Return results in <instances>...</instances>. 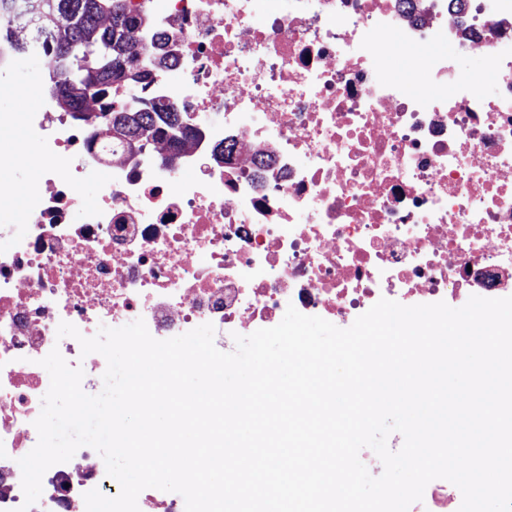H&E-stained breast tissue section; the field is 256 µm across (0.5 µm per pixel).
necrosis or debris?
I'll return each instance as SVG.
<instances>
[{
    "mask_svg": "<svg viewBox=\"0 0 512 512\" xmlns=\"http://www.w3.org/2000/svg\"><path fill=\"white\" fill-rule=\"evenodd\" d=\"M126 4L147 17L142 95L178 112L174 133L113 137L116 83L93 123L8 87L42 149L23 160L0 139V197L17 166L34 175L25 223L0 225V512L24 502L40 359L59 350L86 392L107 365L60 323L92 337L140 318L159 340L210 323L229 347L290 306L346 328L382 298L512 296V0ZM477 49L483 75L461 65ZM99 458L82 448L50 467L29 512L112 496Z\"/></svg>",
    "mask_w": 512,
    "mask_h": 512,
    "instance_id": "1",
    "label": "necrosis or debris"
}]
</instances>
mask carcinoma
Wrapping results in <instances>:
<instances>
[{"label": "carcinoma", "instance_id": "carcinoma-1", "mask_svg": "<svg viewBox=\"0 0 512 512\" xmlns=\"http://www.w3.org/2000/svg\"><path fill=\"white\" fill-rule=\"evenodd\" d=\"M19 0H0V58L13 48L11 27ZM40 26L56 38L59 56L68 62L55 82V95L64 109L86 99L88 87L105 82L122 83L128 95L112 113L113 132L136 143L147 130L165 136L179 124L168 107L145 105L137 94L144 73L135 63L134 32L145 19L126 11L124 0H31Z\"/></svg>", "mask_w": 512, "mask_h": 512}]
</instances>
